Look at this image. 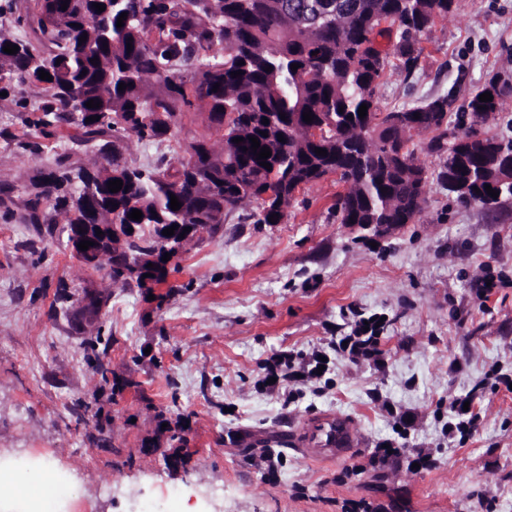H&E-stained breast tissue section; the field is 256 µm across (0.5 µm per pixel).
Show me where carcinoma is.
<instances>
[{"instance_id":"cac0c4a2","label":"carcinoma","mask_w":512,"mask_h":512,"mask_svg":"<svg viewBox=\"0 0 512 512\" xmlns=\"http://www.w3.org/2000/svg\"><path fill=\"white\" fill-rule=\"evenodd\" d=\"M316 2L320 13L303 19L297 12L302 0H43L31 16L35 41L13 40L0 28V74L43 84L46 103L36 128L71 144L56 171L30 177V223L55 224L60 217L67 225L136 224V236L107 261L113 281L139 283L144 275L133 274L131 261L161 247L158 225L200 224L216 232L224 216L254 202L253 223L266 224L277 213L279 224L285 210L264 197L266 190L273 186L291 200L330 173L344 184L333 205L340 223L413 224L426 203L429 175L402 137L411 129L432 133L427 149L440 158L436 181L457 199L493 209L511 198L505 168L512 165V143L489 139L462 151L463 143L448 140L446 95L389 110L376 134L362 136L381 112L378 89L389 64L376 36H394L393 55L411 71L422 54L419 37L452 11L455 0ZM96 3L105 10L97 11ZM8 43L18 52H4ZM41 70L52 80L40 79ZM235 71L241 75L232 77ZM485 92L493 101L479 100ZM510 97L512 85L494 77L470 94L465 110L487 121ZM90 100L100 107H86ZM363 104L368 109L361 118ZM191 109L208 113L220 149L205 137L195 139L186 148L195 163L179 158L151 172L123 160L125 133L162 140L170 127L151 116L162 112L178 121ZM305 112L312 122L303 120ZM91 116L100 120L90 122ZM313 128L322 132L318 142L307 135ZM251 136L270 149L271 169L259 165ZM237 137L244 141L233 142ZM82 148L95 149L112 169L72 165V153ZM114 179L123 182L116 193L108 189ZM455 181L470 183L469 194L458 193ZM487 184L498 198L488 195ZM172 194L181 202L176 211ZM134 209L142 212L138 222L128 218Z\"/></svg>"}]
</instances>
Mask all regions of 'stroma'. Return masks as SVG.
Segmentation results:
<instances>
[{"label": "stroma", "instance_id": "obj_1", "mask_svg": "<svg viewBox=\"0 0 512 512\" xmlns=\"http://www.w3.org/2000/svg\"><path fill=\"white\" fill-rule=\"evenodd\" d=\"M420 45L416 70L391 60L381 108L445 95L449 128L467 133L471 92L512 81V0H455ZM44 101L29 80L0 102V473L57 470L74 496L50 488L48 512H342L364 499L385 512H512V199L489 213L432 181L419 222L374 242L336 220L343 185L329 176L281 223L237 211L200 232L156 288L116 284L109 263L73 256L66 225L27 220L30 177L66 149L32 125ZM214 134L193 111L164 140L126 134L124 156L150 170ZM88 291L106 299L91 323L77 317ZM370 316L384 320V367L334 357L291 403L260 386L276 351H309ZM480 381L474 432L449 442L439 413ZM384 401L415 414L407 434ZM336 413L358 446L311 456L298 433ZM387 439L429 449L436 466L374 460Z\"/></svg>", "mask_w": 512, "mask_h": 512}]
</instances>
